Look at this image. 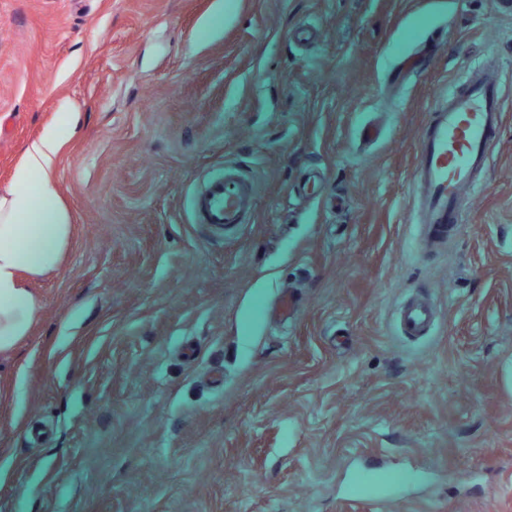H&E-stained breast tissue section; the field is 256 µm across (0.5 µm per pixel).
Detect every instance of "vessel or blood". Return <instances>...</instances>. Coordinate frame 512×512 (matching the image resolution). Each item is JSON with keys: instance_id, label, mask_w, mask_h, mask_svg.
<instances>
[{"instance_id": "1", "label": "vessel or blood", "mask_w": 512, "mask_h": 512, "mask_svg": "<svg viewBox=\"0 0 512 512\" xmlns=\"http://www.w3.org/2000/svg\"><path fill=\"white\" fill-rule=\"evenodd\" d=\"M503 109L499 73L480 65L434 102L412 173L428 244H441L449 232L461 231L469 198L486 180ZM253 195L249 177L226 168L194 199L197 220L217 231L238 229L250 221ZM398 321L406 335L422 336L433 328L436 310L427 301L411 300L399 308Z\"/></svg>"}]
</instances>
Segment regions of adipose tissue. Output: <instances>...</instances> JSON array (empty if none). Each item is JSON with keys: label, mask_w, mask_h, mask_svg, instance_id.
I'll return each instance as SVG.
<instances>
[{"label": "adipose tissue", "mask_w": 512, "mask_h": 512, "mask_svg": "<svg viewBox=\"0 0 512 512\" xmlns=\"http://www.w3.org/2000/svg\"><path fill=\"white\" fill-rule=\"evenodd\" d=\"M67 141L48 128L22 150L10 184L0 189V353L30 333L41 303L30 283L58 271L71 243L72 219L58 190L56 163Z\"/></svg>", "instance_id": "1"}]
</instances>
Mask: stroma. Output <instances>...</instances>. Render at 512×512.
I'll return each mask as SVG.
<instances>
[{
    "mask_svg": "<svg viewBox=\"0 0 512 512\" xmlns=\"http://www.w3.org/2000/svg\"><path fill=\"white\" fill-rule=\"evenodd\" d=\"M503 2L0 0V187L65 125L73 224L0 354V512H372L358 483L384 456L396 512H512ZM477 63L501 74V137L461 233L425 252L418 139ZM227 165L253 221L214 234L192 198ZM413 293L439 308L417 339ZM436 310L427 301L411 300L398 310L401 330L408 336H423L436 322Z\"/></svg>",
    "mask_w": 512,
    "mask_h": 512,
    "instance_id": "1",
    "label": "stroma"
}]
</instances>
